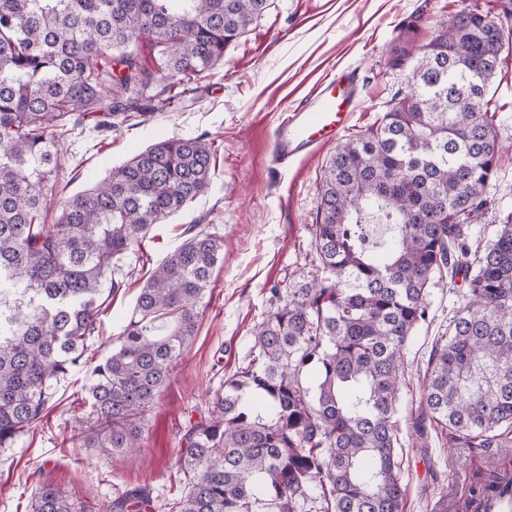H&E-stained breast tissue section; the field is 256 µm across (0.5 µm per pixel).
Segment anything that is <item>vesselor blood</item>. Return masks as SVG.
<instances>
[{"label":"vessel or blood","mask_w":512,"mask_h":512,"mask_svg":"<svg viewBox=\"0 0 512 512\" xmlns=\"http://www.w3.org/2000/svg\"><path fill=\"white\" fill-rule=\"evenodd\" d=\"M353 98L352 83L339 86L325 79L279 118L272 137V159L284 165L309 155L323 142L334 140L345 128Z\"/></svg>","instance_id":"1"}]
</instances>
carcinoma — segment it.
I'll use <instances>...</instances> for the list:
<instances>
[{
	"mask_svg": "<svg viewBox=\"0 0 512 512\" xmlns=\"http://www.w3.org/2000/svg\"><path fill=\"white\" fill-rule=\"evenodd\" d=\"M268 0H0V448L42 417L78 366L115 265L150 229L207 193L205 135L163 138L70 197L61 155L87 119L110 130L224 59ZM147 38L153 67L137 51ZM503 48L490 12L461 11L416 57L409 90L326 163L303 278L272 289L246 363L184 434L185 494L170 512H404L395 416L404 348L429 317L434 278L462 277V303L424 376L430 420L475 454L512 429V213L491 239L472 218L504 149L490 94ZM477 71V88L468 76ZM58 210L45 223L50 208ZM388 224L379 251L364 225ZM221 244L198 231L152 272L85 387L71 441L132 455L146 411L197 335ZM512 487L493 468L471 490ZM149 492L98 512H152ZM32 512H87L51 485Z\"/></svg>",
	"mask_w": 512,
	"mask_h": 512,
	"instance_id": "cac0c4a2",
	"label": "carcinoma"
}]
</instances>
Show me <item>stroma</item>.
<instances>
[{"label":"stroma","mask_w":512,"mask_h":512,"mask_svg":"<svg viewBox=\"0 0 512 512\" xmlns=\"http://www.w3.org/2000/svg\"><path fill=\"white\" fill-rule=\"evenodd\" d=\"M464 9L490 11L503 33L492 106L509 148L485 190L488 207L473 218L478 238L485 240L512 212V0H270L264 16L177 105L156 102L112 130L89 121L73 134L57 184L61 195L90 188L164 136L208 135L215 147L213 183L119 261V286L101 307L80 366L57 384L45 417L13 447L0 449V512H31L45 484L91 507L145 488L153 512H168L167 503L184 488L177 452L188 424L207 416L225 377L244 364L271 288L300 279L311 259L320 177L336 144H319L313 154L278 167L270 151L281 108L298 102L321 78L350 74L353 110L342 136L363 133L406 86L407 68L390 65L394 50L417 51ZM191 229L223 242L224 259L213 270L196 339L146 414L147 432L135 461L78 447L71 436L87 410L85 386L93 368L110 353L151 272ZM460 303V285L433 286L429 320L406 345L397 414L405 512L459 507L487 469L485 459L453 444L446 432L430 425L419 436L413 429L426 361Z\"/></svg>","instance_id":"35a3bbf8"}]
</instances>
